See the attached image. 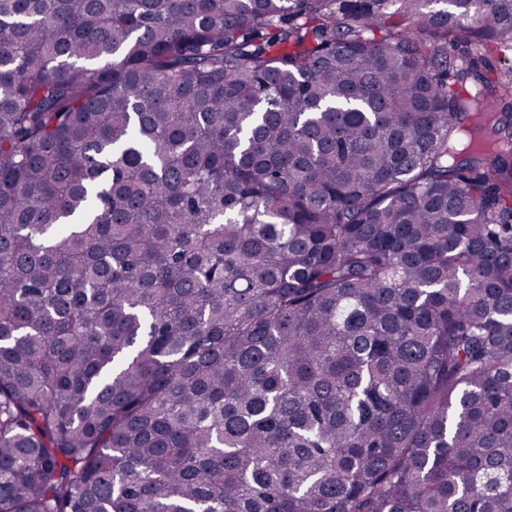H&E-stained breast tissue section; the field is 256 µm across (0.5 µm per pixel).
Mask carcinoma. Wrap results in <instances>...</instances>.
Returning <instances> with one entry per match:
<instances>
[{"label": "carcinoma", "mask_w": 512, "mask_h": 512, "mask_svg": "<svg viewBox=\"0 0 512 512\" xmlns=\"http://www.w3.org/2000/svg\"><path fill=\"white\" fill-rule=\"evenodd\" d=\"M491 42L512 0H0V512H512Z\"/></svg>", "instance_id": "carcinoma-1"}]
</instances>
